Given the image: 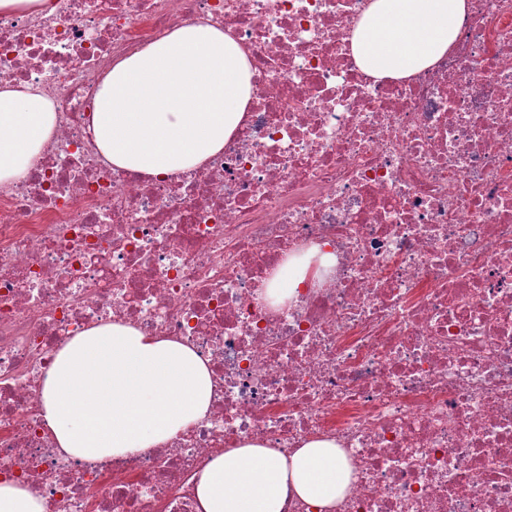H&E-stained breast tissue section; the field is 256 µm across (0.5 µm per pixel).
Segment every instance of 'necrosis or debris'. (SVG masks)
I'll return each instance as SVG.
<instances>
[{"label":"necrosis or debris","instance_id":"4bbe7bcc","mask_svg":"<svg viewBox=\"0 0 512 512\" xmlns=\"http://www.w3.org/2000/svg\"><path fill=\"white\" fill-rule=\"evenodd\" d=\"M369 0H50L0 12V85L57 126L0 184V482L47 512H198L224 449L341 448L334 512H512V0H469L447 55L356 63ZM207 21L245 51L243 122L202 167H112L89 131L113 64ZM283 303L267 290L289 264ZM120 323L207 362V417L91 464L57 448L56 352Z\"/></svg>","mask_w":512,"mask_h":512}]
</instances>
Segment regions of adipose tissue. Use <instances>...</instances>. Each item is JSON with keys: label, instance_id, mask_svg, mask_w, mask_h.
Segmentation results:
<instances>
[{"label": "adipose tissue", "instance_id": "1", "mask_svg": "<svg viewBox=\"0 0 512 512\" xmlns=\"http://www.w3.org/2000/svg\"><path fill=\"white\" fill-rule=\"evenodd\" d=\"M468 0H370L351 37L357 64L377 78H405L453 44ZM245 52L223 29H173L115 63L91 123L113 167L154 177L201 167L224 148L249 100ZM57 125L52 101L30 87H0V183L25 172ZM206 362L189 346L120 324L71 338L42 387L43 418L63 453L95 463L172 442L209 412ZM349 484L334 443L292 455L259 444L229 448L201 472L203 512H282L288 497L333 512Z\"/></svg>", "mask_w": 512, "mask_h": 512}]
</instances>
